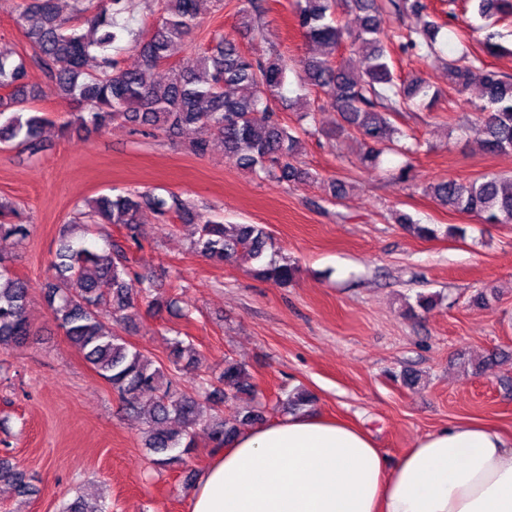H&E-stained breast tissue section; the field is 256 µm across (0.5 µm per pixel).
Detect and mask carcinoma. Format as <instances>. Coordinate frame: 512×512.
I'll return each mask as SVG.
<instances>
[{
  "label": "carcinoma",
  "instance_id": "cac0c4a2",
  "mask_svg": "<svg viewBox=\"0 0 512 512\" xmlns=\"http://www.w3.org/2000/svg\"><path fill=\"white\" fill-rule=\"evenodd\" d=\"M131 0H74V11L85 15L87 30L70 24L62 16L56 0H23L20 20L26 27L34 55L32 62L43 73L53 96L76 106L65 131H102L117 121L133 126V131L154 130L178 134L193 128L190 150L201 155L210 143L219 140L236 165L249 172L285 182L315 180L299 168L301 128L283 123L273 108L280 96L290 65L277 48L270 46L256 55L240 50L234 39L219 38L211 54L199 57L196 72L171 69L169 79L158 83L153 70L168 62L172 47L185 40L196 25V0H163L162 13L154 31L138 44L142 64L124 69L110 54L125 26L119 18L130 8ZM480 17L512 16V0H476ZM251 10H242V24L253 30L264 10L257 0H247ZM359 13V26L346 33L336 24L338 8ZM422 17L423 0H296V19L305 37L323 49V58L303 62L301 84L321 91L326 104L338 113L336 134L354 140L360 148L362 167L374 170L384 150L400 147L415 154L416 141L407 146L409 134L390 117L405 112L419 102L435 100L439 92L420 78L400 80L394 76L380 33L388 11ZM442 26L434 20L398 35L405 50L436 51ZM362 51L364 65L354 69L337 58L344 43ZM96 70L90 71L88 63ZM474 61L462 52L447 63L448 88L460 93L473 78ZM27 64L0 50V88H11L9 98L0 97V145L13 142L37 145L47 118L38 112H11L10 105L31 91ZM486 105L478 109L476 121L483 133L482 144L490 153L512 152V77L487 70L482 75ZM231 88L237 94H230ZM440 205L453 211L476 214L486 223L512 224V174H488L472 180L442 179L428 188ZM148 209L163 222L172 217L189 219L192 204L182 195L166 197L134 191L125 195H101L76 213L83 231L99 224L122 225L132 229L137 214ZM18 216L15 206L0 202V236L26 235V228L11 221ZM397 223L421 238L435 230L417 224L407 214ZM194 249L208 260L246 262L258 278L291 283L296 268L288 261L266 259L272 238L262 224H226L208 219L198 225ZM131 244L107 241L100 250L74 246L64 239L56 252V276L45 284L43 299L59 327L96 374L112 388L127 414L144 425V446L154 455L153 464L161 469L186 464L185 456L195 448L198 429L206 431L217 450L231 441L240 429L263 420V408H245L231 423L224 419L218 404L254 397L255 384L245 365L224 359L217 382L221 388L193 392L182 389L177 377L199 369V353L189 339L179 335L170 341L169 364L133 348L120 334L132 322L138 296L150 283L128 257ZM110 309L112 327L105 329L103 311ZM30 298L27 283L10 271L8 260L0 256V348L19 346L30 336ZM151 394L148 402L142 395ZM313 396L305 391L288 393L284 410L297 411L311 405ZM0 481L12 484L26 494L30 484L23 472L6 459H0Z\"/></svg>",
  "mask_w": 512,
  "mask_h": 512
}]
</instances>
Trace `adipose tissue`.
Returning <instances> with one entry per match:
<instances>
[{
	"label": "adipose tissue",
	"mask_w": 512,
	"mask_h": 512,
	"mask_svg": "<svg viewBox=\"0 0 512 512\" xmlns=\"http://www.w3.org/2000/svg\"><path fill=\"white\" fill-rule=\"evenodd\" d=\"M191 512H512V439L461 422L388 462L362 430L310 412L241 430Z\"/></svg>",
	"instance_id": "obj_1"
}]
</instances>
